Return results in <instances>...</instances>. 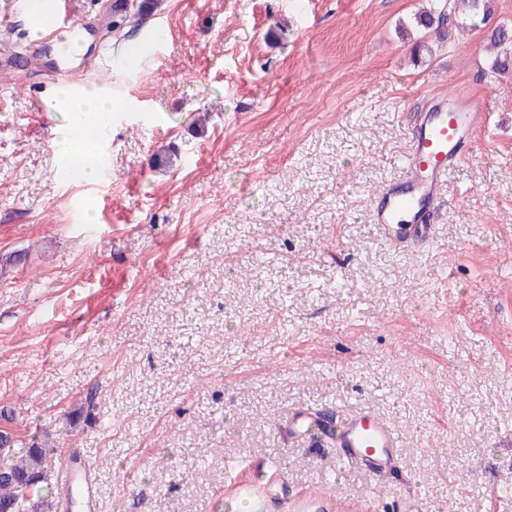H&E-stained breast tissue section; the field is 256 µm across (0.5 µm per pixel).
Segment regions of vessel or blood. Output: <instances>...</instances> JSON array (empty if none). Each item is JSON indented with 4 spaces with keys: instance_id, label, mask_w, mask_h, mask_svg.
Instances as JSON below:
<instances>
[{
    "instance_id": "vessel-or-blood-1",
    "label": "vessel or blood",
    "mask_w": 512,
    "mask_h": 512,
    "mask_svg": "<svg viewBox=\"0 0 512 512\" xmlns=\"http://www.w3.org/2000/svg\"><path fill=\"white\" fill-rule=\"evenodd\" d=\"M74 0H20L19 10L31 23L55 35L73 27ZM485 102L480 97L431 104L419 117L410 137L404 176L401 182L385 187L376 196L374 223L379 234L391 244L433 240L435 227L429 215L441 202L449 172L466 159L473 133L482 116ZM290 435L317 434L336 441L342 450L343 464L364 468L379 475L397 466L398 436L381 417L360 411L351 414L340 430L320 425L310 411L291 413L285 423ZM62 485L82 482L83 506L95 512L96 499L81 462L63 468Z\"/></svg>"
}]
</instances>
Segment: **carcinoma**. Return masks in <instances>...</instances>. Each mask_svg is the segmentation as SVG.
<instances>
[{"instance_id":"cac0c4a2","label":"carcinoma","mask_w":512,"mask_h":512,"mask_svg":"<svg viewBox=\"0 0 512 512\" xmlns=\"http://www.w3.org/2000/svg\"><path fill=\"white\" fill-rule=\"evenodd\" d=\"M433 7L415 17L416 25L441 35V29L453 14H463L471 26L487 24L491 14L489 0H432ZM489 45L496 50L491 72L504 73L512 68V28L502 24L488 33ZM54 449L31 440L23 442L8 429L0 430V512H57L53 496V472L50 461ZM36 488L47 493L34 496Z\"/></svg>"}]
</instances>
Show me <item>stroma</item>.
<instances>
[{
    "label": "stroma",
    "instance_id": "35a3bbf8",
    "mask_svg": "<svg viewBox=\"0 0 512 512\" xmlns=\"http://www.w3.org/2000/svg\"><path fill=\"white\" fill-rule=\"evenodd\" d=\"M430 0H160L69 59L113 80L110 168L60 174L52 68L0 0V429L77 453L98 512H512V72L483 29L415 17ZM161 32L159 56L123 68ZM488 98L448 175L436 238L396 249L374 198L403 173L431 97ZM178 147L180 161L153 158ZM92 222H85L84 212ZM368 410L398 433L375 478L289 412ZM278 469L264 487L254 469Z\"/></svg>",
    "mask_w": 512,
    "mask_h": 512
}]
</instances>
